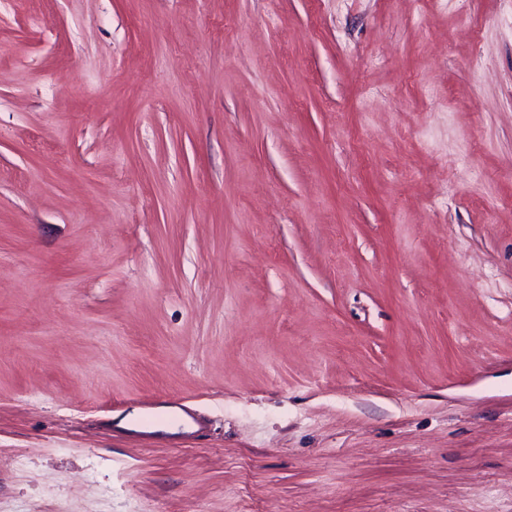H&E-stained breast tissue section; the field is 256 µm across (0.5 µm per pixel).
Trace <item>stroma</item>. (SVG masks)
<instances>
[{"label":"stroma","instance_id":"obj_1","mask_svg":"<svg viewBox=\"0 0 512 512\" xmlns=\"http://www.w3.org/2000/svg\"><path fill=\"white\" fill-rule=\"evenodd\" d=\"M0 42V512H512V0Z\"/></svg>","mask_w":512,"mask_h":512}]
</instances>
